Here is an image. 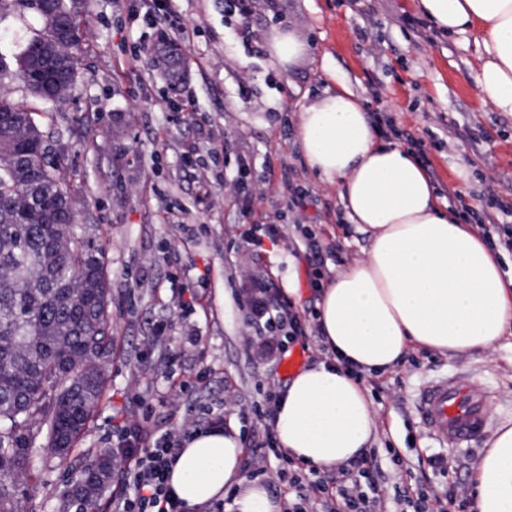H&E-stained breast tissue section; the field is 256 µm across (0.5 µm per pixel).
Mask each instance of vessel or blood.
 <instances>
[{"instance_id": "b4317fda", "label": "vessel or blood", "mask_w": 512, "mask_h": 512, "mask_svg": "<svg viewBox=\"0 0 512 512\" xmlns=\"http://www.w3.org/2000/svg\"><path fill=\"white\" fill-rule=\"evenodd\" d=\"M418 411L426 432L451 448H466L491 426L490 393L472 374L429 381L421 389Z\"/></svg>"}]
</instances>
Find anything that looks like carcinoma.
I'll use <instances>...</instances> for the list:
<instances>
[{"mask_svg":"<svg viewBox=\"0 0 512 512\" xmlns=\"http://www.w3.org/2000/svg\"><path fill=\"white\" fill-rule=\"evenodd\" d=\"M79 39L36 33L0 82L23 80L18 63L55 81L47 104L65 96L77 77ZM0 512H18L5 481L26 474L41 446L63 459L85 431L106 385L112 355L110 282L105 251L77 226L64 157L47 159L37 113L0 92ZM112 472L98 454L72 482L71 493L97 497Z\"/></svg>","mask_w":512,"mask_h":512,"instance_id":"1","label":"carcinoma"}]
</instances>
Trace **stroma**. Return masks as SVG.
<instances>
[{"label":"stroma","instance_id":"35a3bbf8","mask_svg":"<svg viewBox=\"0 0 512 512\" xmlns=\"http://www.w3.org/2000/svg\"><path fill=\"white\" fill-rule=\"evenodd\" d=\"M136 0H81L78 76L66 99L45 106L20 80L8 90L42 113L90 240L104 248L111 288L112 359L102 399L67 459L31 464L21 512H68L69 488L96 453L112 447L122 418L154 408L156 428L189 418L234 426L244 448L245 475L258 456L259 476L280 496V470L264 427L269 391L285 387L288 358L298 367L322 361L316 338L288 340L282 352L261 351L246 288L262 279L271 288L296 282L292 308L314 319L313 273L322 277L362 258L365 236L348 224L336 187L308 171L295 135L297 114L314 93L345 83L362 97L388 139L414 150L440 203L477 224L491 200L512 204V117L484 104L470 80L478 60L468 35L436 30L415 0H252L249 18L224 0H173L191 32L174 39L167 26L130 21ZM307 42L303 61L288 75L269 64L267 38L280 27ZM41 22L33 9L0 18V54L19 53ZM181 59L177 78L166 74L168 51ZM194 99L195 112L166 105L171 83ZM215 164L223 181L208 199L198 196V170L184 161L187 144ZM246 156L251 168L238 173ZM260 190L263 222L283 225L288 237L244 243L232 186ZM171 325L167 345L146 351L155 324ZM460 370L483 382L495 425L512 424V338L488 350L439 353L410 348L392 371L367 376L376 416L369 450L376 479L446 491L472 488L473 465L486 440L470 449L440 446L422 429L415 399L427 380ZM447 459L446 469L430 465Z\"/></svg>","mask_w":512,"mask_h":512}]
</instances>
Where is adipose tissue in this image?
Masks as SVG:
<instances>
[{
  "label": "adipose tissue",
  "mask_w": 512,
  "mask_h": 512,
  "mask_svg": "<svg viewBox=\"0 0 512 512\" xmlns=\"http://www.w3.org/2000/svg\"><path fill=\"white\" fill-rule=\"evenodd\" d=\"M440 30L470 33L480 64L471 75L483 103L512 115V0H417ZM290 29L274 31L270 60L289 73L306 55ZM308 169L339 189L346 220L366 236L363 258L338 269L316 302L328 358L296 373L275 408L273 430L290 458L328 470L361 459L376 422L358 376L393 369L410 346L443 353L489 349L512 335V279L485 241L440 208L417 155L382 140L348 87L325 89L298 115ZM477 512H512V426L500 428L473 468ZM169 484L191 512L238 492L232 512H280L243 475L237 431L193 434Z\"/></svg>",
  "instance_id": "obj_1"
}]
</instances>
